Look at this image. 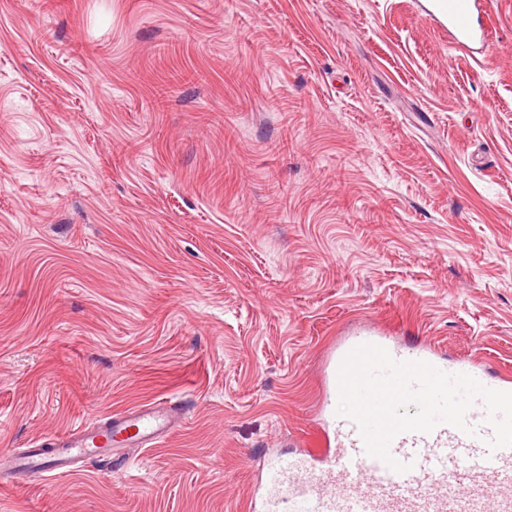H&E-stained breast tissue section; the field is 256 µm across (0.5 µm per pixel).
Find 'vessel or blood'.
I'll return each instance as SVG.
<instances>
[{"label":"vessel or blood","mask_w":512,"mask_h":512,"mask_svg":"<svg viewBox=\"0 0 512 512\" xmlns=\"http://www.w3.org/2000/svg\"><path fill=\"white\" fill-rule=\"evenodd\" d=\"M456 49L485 54L487 0H430ZM373 344L398 361H422L440 371L450 369L432 348L408 350L386 334L368 330L339 343L325 371L327 400L339 397L338 372L356 347ZM456 373L485 387L512 392V380H489L482 365L466 362ZM483 403L466 415L473 434L448 424L431 433L404 432L390 443L391 456L408 464L398 473L370 456L357 424L330 420V432L314 449L272 457L262 473L249 512H512V447L490 450L493 436ZM176 423L174 405L159 402L125 410L93 426L76 425L40 439L37 447L13 454L11 469L20 476L51 478L72 472L77 464L115 457L120 448H142L162 439Z\"/></svg>","instance_id":"obj_1"}]
</instances>
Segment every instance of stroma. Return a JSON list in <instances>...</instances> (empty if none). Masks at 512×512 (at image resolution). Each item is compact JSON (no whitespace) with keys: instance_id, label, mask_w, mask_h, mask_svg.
Here are the masks:
<instances>
[{"instance_id":"1","label":"stroma","mask_w":512,"mask_h":512,"mask_svg":"<svg viewBox=\"0 0 512 512\" xmlns=\"http://www.w3.org/2000/svg\"><path fill=\"white\" fill-rule=\"evenodd\" d=\"M488 7L473 58L427 0H0V451L184 414L0 472V512H245L365 326L512 377V0ZM173 404L159 402L114 414L94 426L75 425L39 439V448L13 454L11 469L19 476L47 478L72 472L81 462L116 456V448H144L160 440L176 423Z\"/></svg>"}]
</instances>
